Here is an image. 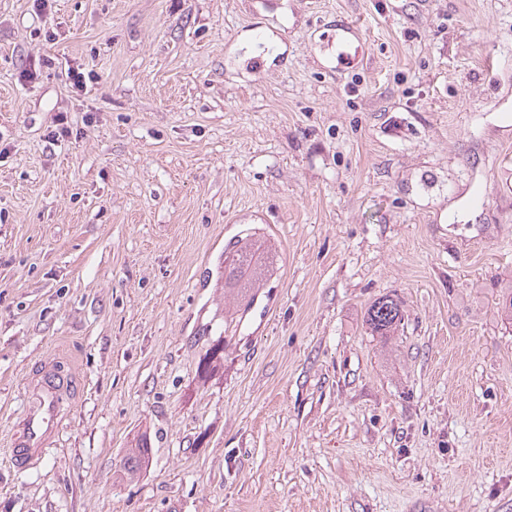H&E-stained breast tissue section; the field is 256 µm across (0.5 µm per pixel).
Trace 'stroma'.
I'll list each match as a JSON object with an SVG mask.
<instances>
[{"label": "stroma", "mask_w": 512, "mask_h": 512, "mask_svg": "<svg viewBox=\"0 0 512 512\" xmlns=\"http://www.w3.org/2000/svg\"><path fill=\"white\" fill-rule=\"evenodd\" d=\"M511 298L512 0H0V512H512ZM262 246L261 237L248 232L224 248V298L229 293L238 307L250 306L263 286L264 273L256 261ZM403 314L400 305L390 298L379 300L367 310L366 324L378 336H391L401 325ZM32 388V400L19 422L10 444L12 463L25 468L42 454L56 431L65 397L72 393L71 380L42 370Z\"/></svg>", "instance_id": "35a3bbf8"}]
</instances>
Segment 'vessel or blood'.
<instances>
[{"mask_svg": "<svg viewBox=\"0 0 512 512\" xmlns=\"http://www.w3.org/2000/svg\"><path fill=\"white\" fill-rule=\"evenodd\" d=\"M72 393L69 379L39 372L29 403L10 444V459L20 468L35 462L56 431L63 401Z\"/></svg>", "mask_w": 512, "mask_h": 512, "instance_id": "vessel-or-blood-1", "label": "vessel or blood"}]
</instances>
